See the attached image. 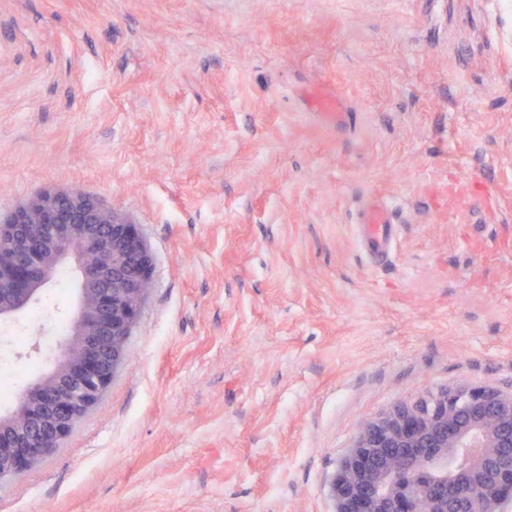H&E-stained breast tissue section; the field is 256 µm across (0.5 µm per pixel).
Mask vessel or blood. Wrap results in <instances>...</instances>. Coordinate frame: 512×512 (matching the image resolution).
I'll use <instances>...</instances> for the list:
<instances>
[{
  "mask_svg": "<svg viewBox=\"0 0 512 512\" xmlns=\"http://www.w3.org/2000/svg\"><path fill=\"white\" fill-rule=\"evenodd\" d=\"M309 106L328 129L338 130L351 123L350 113L343 111L334 93L324 90L312 94ZM355 228L357 249L373 262H381L388 256L399 234L396 210L388 200L374 199L359 209Z\"/></svg>",
  "mask_w": 512,
  "mask_h": 512,
  "instance_id": "obj_1",
  "label": "vessel or blood"
}]
</instances>
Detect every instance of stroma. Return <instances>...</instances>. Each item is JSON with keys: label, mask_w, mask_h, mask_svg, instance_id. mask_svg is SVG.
<instances>
[{"label": "stroma", "mask_w": 512, "mask_h": 512, "mask_svg": "<svg viewBox=\"0 0 512 512\" xmlns=\"http://www.w3.org/2000/svg\"><path fill=\"white\" fill-rule=\"evenodd\" d=\"M316 89L357 125L325 128ZM73 186L137 225L151 288L0 512H332L367 420L512 392V0H0V214ZM376 195L402 226L380 269L353 240ZM78 287L0 323L16 386Z\"/></svg>", "instance_id": "1"}]
</instances>
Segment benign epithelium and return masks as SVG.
<instances>
[{
	"mask_svg": "<svg viewBox=\"0 0 512 512\" xmlns=\"http://www.w3.org/2000/svg\"><path fill=\"white\" fill-rule=\"evenodd\" d=\"M67 261L80 282L73 338L0 414V480L52 453L102 398L151 288L132 221L78 187L46 192L0 217V321L36 303ZM331 494L334 512H500L512 498V393L426 391L365 422Z\"/></svg>",
	"mask_w": 512,
	"mask_h": 512,
	"instance_id": "1",
	"label": "benign epithelium"
}]
</instances>
